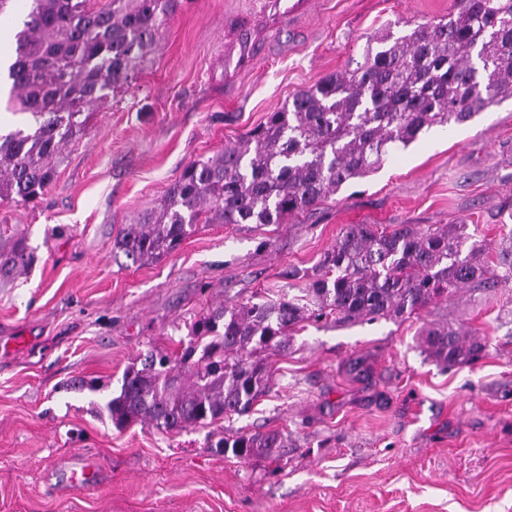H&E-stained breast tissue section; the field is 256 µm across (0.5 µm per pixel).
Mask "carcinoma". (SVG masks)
<instances>
[{
  "label": "carcinoma",
  "mask_w": 512,
  "mask_h": 512,
  "mask_svg": "<svg viewBox=\"0 0 512 512\" xmlns=\"http://www.w3.org/2000/svg\"><path fill=\"white\" fill-rule=\"evenodd\" d=\"M180 0H31L11 43V105L33 122L0 134V199L35 202L53 180L83 115L128 83L157 45ZM512 98V0H460L448 18L367 39L364 62L331 74L269 113L266 122L191 162L157 207L126 224L113 248L145 264L173 253L200 224H279L356 178L433 127L470 121ZM483 242L463 224L379 232L349 224L308 276V309L281 297L214 309L179 352L148 351L123 372L103 409L117 426L183 430L250 413L266 392L263 359L288 350L305 320L339 323L412 314L453 290L512 279L496 274ZM34 262L23 235L0 231V278ZM444 366L485 349L449 324L422 332ZM279 432L241 433L217 447L239 460L271 455Z\"/></svg>",
  "instance_id": "obj_1"
}]
</instances>
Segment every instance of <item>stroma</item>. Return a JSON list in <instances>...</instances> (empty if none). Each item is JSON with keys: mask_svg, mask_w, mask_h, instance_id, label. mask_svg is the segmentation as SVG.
<instances>
[{"mask_svg": "<svg viewBox=\"0 0 512 512\" xmlns=\"http://www.w3.org/2000/svg\"><path fill=\"white\" fill-rule=\"evenodd\" d=\"M459 0H319L224 88V22L256 0H186L128 85L89 111L37 202L0 201L36 261L0 282V512H512V280L411 315L304 322L270 357L254 411L166 433L115 427L101 405L149 348L175 350L209 310L304 287L348 224L466 225L498 266L512 249V99L431 128L374 174L280 224H203L173 254L114 257L122 225L192 161L360 59L367 37L436 21ZM298 278H289L291 270ZM448 323L485 341L443 367L417 339ZM97 391L67 389L71 378ZM280 431L278 460L241 461L212 435ZM98 488H69L77 459Z\"/></svg>", "mask_w": 512, "mask_h": 512, "instance_id": "stroma-1", "label": "stroma"}]
</instances>
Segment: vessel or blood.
Masks as SVG:
<instances>
[{"label": "vessel or blood", "instance_id": "vessel-or-blood-1", "mask_svg": "<svg viewBox=\"0 0 512 512\" xmlns=\"http://www.w3.org/2000/svg\"><path fill=\"white\" fill-rule=\"evenodd\" d=\"M313 0H260L252 15L239 16L229 23L224 37V69L235 78L253 68L260 55L284 24L309 14Z\"/></svg>", "mask_w": 512, "mask_h": 512}]
</instances>
